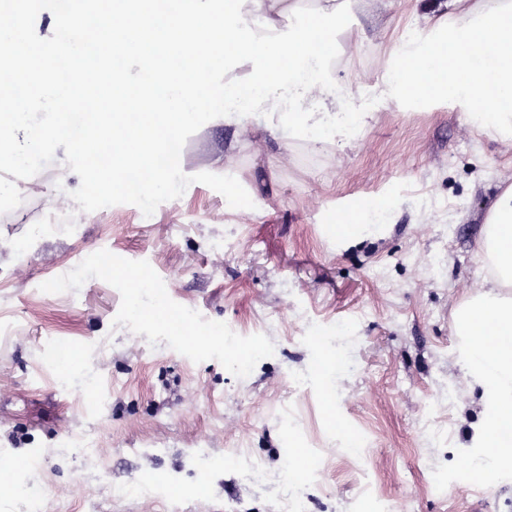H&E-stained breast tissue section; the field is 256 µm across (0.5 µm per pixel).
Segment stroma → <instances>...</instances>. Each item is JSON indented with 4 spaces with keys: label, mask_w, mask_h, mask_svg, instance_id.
I'll return each instance as SVG.
<instances>
[{
    "label": "stroma",
    "mask_w": 512,
    "mask_h": 512,
    "mask_svg": "<svg viewBox=\"0 0 512 512\" xmlns=\"http://www.w3.org/2000/svg\"><path fill=\"white\" fill-rule=\"evenodd\" d=\"M439 3L354 5L332 32L328 81L372 114L348 140L221 123L188 138L183 173L232 174L253 208L194 183L149 217L83 212L63 155L0 171L21 186L0 207V450L22 480L0 512L34 494L45 512H285L292 459L306 512H512V476L466 469L489 407L453 321L491 280L484 221L512 141L444 103L380 101L346 66L386 69L394 27ZM377 201L382 223L345 234ZM241 451L261 474L229 465Z\"/></svg>",
    "instance_id": "35a3bbf8"
}]
</instances>
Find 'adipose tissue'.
I'll use <instances>...</instances> for the list:
<instances>
[{
	"label": "adipose tissue",
	"mask_w": 512,
	"mask_h": 512,
	"mask_svg": "<svg viewBox=\"0 0 512 512\" xmlns=\"http://www.w3.org/2000/svg\"><path fill=\"white\" fill-rule=\"evenodd\" d=\"M313 17L304 27H282V16L299 12L297 0H181L169 19L168 43L188 59L178 72L164 66L165 50L151 48L150 14L141 0H123L119 18L131 30L121 50V70L112 75L119 91L144 97L149 110L137 129L125 121L126 101H112L113 170L137 162L151 165L162 141L155 116L171 119L178 134L200 122L221 121L244 129L260 124L283 139L313 142L347 139L350 120L343 99L331 96L328 67L305 76L327 30L341 27V0H312ZM444 17L433 23L436 37L417 36L396 47L393 75L382 79L364 70L358 79L384 98L419 104L435 98L479 119L484 130L512 135V111L499 99L512 95V0H445ZM220 17V29L204 27ZM210 49L199 63L200 45ZM253 93L245 104L234 97L240 84ZM482 257L492 271L490 289L461 304L454 316L464 367L484 388L489 417L484 455L476 465L482 476L498 480L512 474V187L490 208Z\"/></svg>",
	"instance_id": "1"
}]
</instances>
